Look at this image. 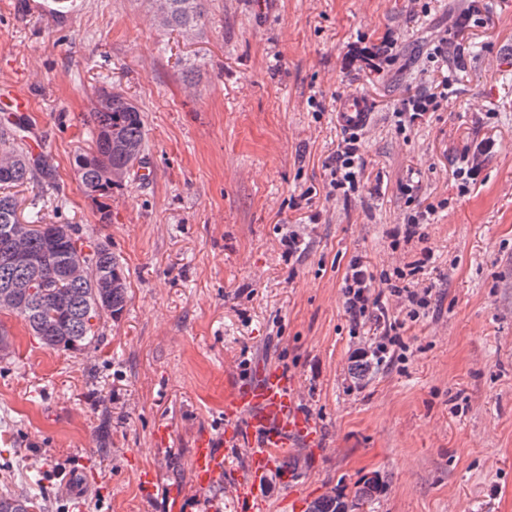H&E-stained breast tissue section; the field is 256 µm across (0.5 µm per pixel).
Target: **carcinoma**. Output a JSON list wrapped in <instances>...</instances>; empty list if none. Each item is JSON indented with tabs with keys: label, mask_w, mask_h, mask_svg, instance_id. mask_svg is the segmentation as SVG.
<instances>
[{
	"label": "carcinoma",
	"mask_w": 512,
	"mask_h": 512,
	"mask_svg": "<svg viewBox=\"0 0 512 512\" xmlns=\"http://www.w3.org/2000/svg\"><path fill=\"white\" fill-rule=\"evenodd\" d=\"M204 0H159L158 17L171 30L193 31L205 24ZM94 131L86 147L74 158L83 193L95 203L102 222L110 220L112 189L123 185L135 172L146 151L143 110L122 92L102 88L90 113ZM21 121L0 122V251L28 252L42 259L41 287L30 294L19 284L31 277L23 266L0 259V310L20 318L32 335L51 349H70L96 340L97 321L108 313L120 314L128 303L123 266L106 242L85 240L78 224H49L41 234L25 227L14 195L4 192L33 181L51 178L45 161L34 157L25 142ZM82 268V274L66 278L67 269ZM383 485L377 478L358 483L352 497L342 492L326 494L310 502L305 512H355L379 497ZM32 499L23 492L0 491V512H32Z\"/></svg>",
	"instance_id": "cac0c4a2"
}]
</instances>
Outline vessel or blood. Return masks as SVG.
<instances>
[{
  "label": "vessel or blood",
  "mask_w": 512,
  "mask_h": 512,
  "mask_svg": "<svg viewBox=\"0 0 512 512\" xmlns=\"http://www.w3.org/2000/svg\"><path fill=\"white\" fill-rule=\"evenodd\" d=\"M16 116L31 110L28 96L15 90L0 96V111ZM337 119L345 127H361L369 119L366 100L349 95L338 105ZM223 433L200 435L190 460L191 482L196 489H208L226 472L230 456L247 453L246 468L232 479V512H266L259 487L281 459L296 448L313 446L319 424L302 404L288 371L257 364L252 379L235 385L224 399Z\"/></svg>",
  "instance_id": "vessel-or-blood-1"
}]
</instances>
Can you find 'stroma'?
<instances>
[{"mask_svg":"<svg viewBox=\"0 0 512 512\" xmlns=\"http://www.w3.org/2000/svg\"><path fill=\"white\" fill-rule=\"evenodd\" d=\"M254 2L206 0L205 26L182 34L149 0H0V89L31 98L53 173L18 188L21 214L109 242L130 296L78 350L0 313V488L47 512H161L136 488L152 468L181 512H222L232 480L194 489L192 439L223 429L225 395L264 360L292 373L323 442L297 449L291 482L268 475L270 512L375 473L386 490L359 512H512V0H428L425 13L276 0L266 16ZM472 8L478 25L459 29ZM443 67L447 101L399 126L400 100ZM111 86L144 112L151 175L113 191L105 224L74 156ZM352 93L369 104L363 174L355 194L331 196L336 104ZM479 143V176L462 186L454 171ZM429 204L426 243L392 248L404 215ZM356 258L432 289L428 314L405 323V355L361 379L369 338L352 335L341 291Z\"/></svg>","mask_w":512,"mask_h":512,"instance_id":"obj_1","label":"stroma"}]
</instances>
